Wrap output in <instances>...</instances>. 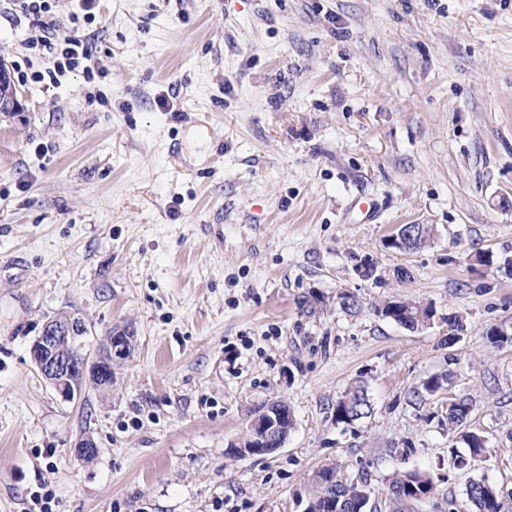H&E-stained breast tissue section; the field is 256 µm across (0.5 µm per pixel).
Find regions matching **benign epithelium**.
Listing matches in <instances>:
<instances>
[{"instance_id": "1", "label": "benign epithelium", "mask_w": 512, "mask_h": 512, "mask_svg": "<svg viewBox=\"0 0 512 512\" xmlns=\"http://www.w3.org/2000/svg\"><path fill=\"white\" fill-rule=\"evenodd\" d=\"M19 108L17 90L12 84H0V112H15ZM435 235V228L429 224H403L390 235L385 245L399 250H413L424 238ZM76 317L66 315L50 319L43 325L40 335L34 340L30 353L39 374L54 388L62 399L70 401L81 391L82 382L88 378L105 379L112 371V361L129 356L131 337L117 331L106 338L102 351L93 360H77L66 354L76 346L81 337L75 333ZM292 412L271 402L262 412L251 417L248 429L254 446L243 448L246 456L271 455L280 447L276 441L288 432V421Z\"/></svg>"}]
</instances>
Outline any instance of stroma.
Returning a JSON list of instances; mask_svg holds the SVG:
<instances>
[{
	"instance_id": "35a3bbf8",
	"label": "stroma",
	"mask_w": 512,
	"mask_h": 512,
	"mask_svg": "<svg viewBox=\"0 0 512 512\" xmlns=\"http://www.w3.org/2000/svg\"><path fill=\"white\" fill-rule=\"evenodd\" d=\"M78 29L94 80H46L0 0L20 101L0 113V512L41 488L56 512H305L332 463L368 476L377 512L414 469L435 496L409 512L477 478L512 494V343L486 340L512 335V0H101ZM403 224L436 235L385 248ZM394 299L433 304V325L375 314ZM70 312L88 354L114 329L133 347L66 401L30 347ZM358 381L372 414L334 423ZM462 397L485 451L452 470ZM271 400L286 445L237 455Z\"/></svg>"
}]
</instances>
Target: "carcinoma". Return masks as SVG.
Returning a JSON list of instances; mask_svg holds the SVG:
<instances>
[{
	"mask_svg": "<svg viewBox=\"0 0 512 512\" xmlns=\"http://www.w3.org/2000/svg\"><path fill=\"white\" fill-rule=\"evenodd\" d=\"M444 379L443 374L434 376L415 388L412 391L414 403L429 400L436 386ZM471 406L469 399L462 398L457 412L447 416L448 433L458 438L467 448V453L464 454L456 445L448 446L450 470L474 466L480 461L485 448V441L479 434L464 428ZM371 410L367 389L364 384L358 383L336 403L333 418L338 424L348 425L368 417ZM311 487L306 512H366L371 499V487L366 478H342L334 464L321 467L312 477ZM433 494L432 478L416 470L397 476L387 491L390 500L403 507L429 499ZM465 495L473 512H505L504 501L499 497L497 488L484 479L471 480L466 486Z\"/></svg>",
	"mask_w": 512,
	"mask_h": 512,
	"instance_id": "cac0c4a2",
	"label": "carcinoma"
}]
</instances>
